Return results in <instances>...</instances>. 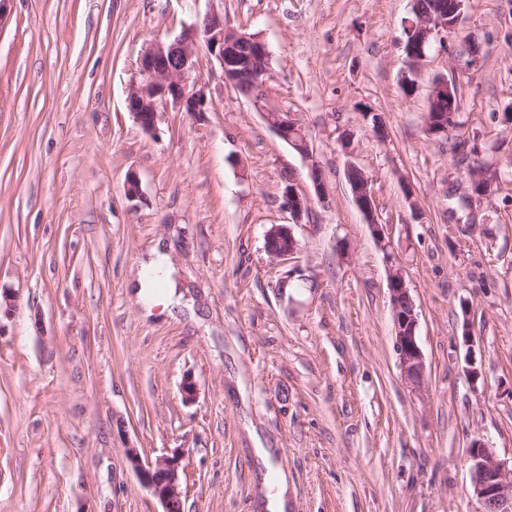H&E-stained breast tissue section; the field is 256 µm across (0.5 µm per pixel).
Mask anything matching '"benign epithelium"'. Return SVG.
Returning a JSON list of instances; mask_svg holds the SVG:
<instances>
[{
	"instance_id": "7a95c632",
	"label": "benign epithelium",
	"mask_w": 512,
	"mask_h": 512,
	"mask_svg": "<svg viewBox=\"0 0 512 512\" xmlns=\"http://www.w3.org/2000/svg\"><path fill=\"white\" fill-rule=\"evenodd\" d=\"M465 0H456L453 11L443 6L415 15L407 28L413 40L405 51L408 72L403 76L402 87L413 95L416 88L414 75L424 65L427 52L435 42L444 43L448 36L459 31ZM215 60L222 71L225 83L234 90L243 87L245 96L262 112L268 127L286 144L310 161L312 189L315 197L296 188L288 180V188L282 191L284 206L291 214L293 223L300 224L308 215L312 200L329 203L328 190L320 176V166L314 160L310 140L303 136L301 124L288 112L267 108L262 87L270 75L271 53L266 41L258 33H248L224 22V14L210 12L204 23L194 22L186 26L173 39L156 38L140 56L137 74L128 88L127 110L136 123L147 133L156 130L159 107L168 102L189 114L207 110L205 86L190 82L198 66L199 53ZM460 111L459 95L455 80L438 76L426 106L425 134L431 139L456 136L458 151L473 155L468 140L459 135V126L448 125L446 118ZM347 179L354 202L371 228L374 238L383 243L389 238V225L377 219V205L372 180L355 164L348 163ZM486 179L484 170L476 165L468 166V198L470 205H477L492 197L481 187ZM266 248L274 259L283 263L298 251V242L291 227L286 224L271 226L266 234ZM390 264L388 287L394 309V347L399 367L405 380L415 388H421L425 377V363L416 336L418 317L415 302L410 294L402 268L387 256ZM185 448H173L161 456L148 460L139 449H126V460L141 485L163 506L164 512H181L183 490L181 475ZM472 462V491L482 504L481 512H512V468L497 460L491 449L482 441L469 445Z\"/></svg>"
}]
</instances>
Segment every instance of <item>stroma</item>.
<instances>
[{"mask_svg":"<svg viewBox=\"0 0 512 512\" xmlns=\"http://www.w3.org/2000/svg\"><path fill=\"white\" fill-rule=\"evenodd\" d=\"M411 0H7L0 10V512H162L130 469L186 449L184 512H263L254 450L288 478L287 512H481L468 446L512 459V0H467L452 68L433 46L401 89ZM260 33L263 91L305 128L330 190L303 223L282 186L309 166L200 57L199 115L126 107L137 60L206 13ZM453 74L461 134L500 190L459 215L466 166L428 139L426 99ZM383 113L379 141L361 121ZM352 133L350 151L340 139ZM372 179L389 247L346 178ZM143 195L125 196L128 173ZM416 191L407 200L405 185ZM290 225L299 252L269 256ZM187 315L132 288L157 240ZM417 306L425 384L394 348L388 263ZM469 322L479 379L461 340ZM192 380L194 399L182 386ZM266 248L274 259L288 262L298 251V242L291 227L286 224L272 225L266 234Z\"/></svg>","mask_w":512,"mask_h":512,"instance_id":"obj_1","label":"stroma"}]
</instances>
